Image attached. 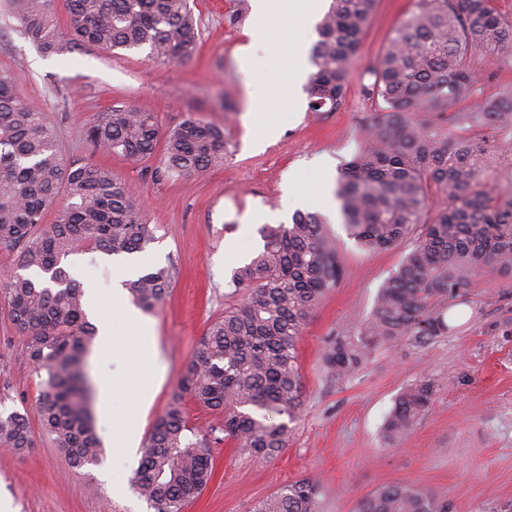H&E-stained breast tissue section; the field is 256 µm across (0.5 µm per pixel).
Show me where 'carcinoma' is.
<instances>
[{
  "label": "carcinoma",
  "mask_w": 512,
  "mask_h": 512,
  "mask_svg": "<svg viewBox=\"0 0 512 512\" xmlns=\"http://www.w3.org/2000/svg\"><path fill=\"white\" fill-rule=\"evenodd\" d=\"M53 0H14L18 27L41 50L92 46L105 52L144 49L163 62L196 55L200 29L191 0H65L70 31L50 19ZM376 0H330L311 50L309 111L334 112L346 96L353 60ZM248 0H229L224 15L238 25ZM512 60V17L492 0H416L394 30L363 86L371 100L362 147L340 170L336 200L350 235L362 247L398 244L415 224L425 229L398 269L380 286L370 314L352 335H336L325 356L341 380L367 351L403 339L427 344L451 329L446 311L459 304L475 276L512 278V195L489 184L483 150L469 129L512 132V91L463 111L477 95L467 55ZM17 75L0 70V248L18 252L35 276L0 280V300L23 336V351L40 379L33 414L0 416V447L17 454L33 447L30 418L52 438L70 467L97 465L104 448L92 414L88 374L97 330L88 320L80 282L63 265L72 255L141 252L152 240L142 209L112 171L68 162L54 126L15 92ZM408 112H434L418 125ZM99 150L134 162L163 151L164 172L205 176L224 159V133L195 117L164 130L158 115L113 106L91 122ZM56 222L44 223L60 199ZM262 248L236 269L231 283L245 297L214 320L183 368L178 389L155 422L133 482L154 512H184L208 485L211 438L189 425L183 399L224 415V437L271 458L288 446L301 409L296 343L320 296L338 284L336 243L322 218L297 211L289 224L260 230ZM172 285L169 268L125 283L131 304L156 311ZM435 382L423 377L397 396L383 437L397 442L433 401ZM316 483L301 479L259 499L254 512H316ZM356 512H449L448 500L411 483L385 486L360 499Z\"/></svg>",
  "instance_id": "cac0c4a2"
}]
</instances>
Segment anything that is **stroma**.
Here are the masks:
<instances>
[{
	"label": "stroma",
	"instance_id": "35a3bbf8",
	"mask_svg": "<svg viewBox=\"0 0 512 512\" xmlns=\"http://www.w3.org/2000/svg\"><path fill=\"white\" fill-rule=\"evenodd\" d=\"M201 33L198 55L183 63H162L145 50L104 52L82 47L46 53L20 34L10 0H0V69L16 72L17 95L39 105L54 125L62 155L112 170L140 205L154 230L144 255L151 268L172 269L174 281L155 314L143 321L168 366L148 412L138 421L148 438L164 412L185 363L208 325L239 303L229 285L234 265L224 255L250 257L261 244L262 225L292 216L296 198L306 211L324 213L343 164L363 142L370 103L363 86L414 0H376L353 61L341 108L316 116L293 107L288 94V53L297 40L314 44L318 33L299 20H265L248 12L228 27V0H195ZM263 68L243 71L240 48L256 31ZM468 65L480 79L478 99L512 88V62L472 54ZM478 99L466 100L464 109ZM129 105L157 113L164 129L188 117L224 131L223 164L204 178L167 175L162 155L132 163L101 152L87 139L100 112ZM276 122L277 137L252 149L258 127L247 111ZM504 136L486 128L479 143L497 196L512 193V149ZM344 275L319 299L300 336L297 353L303 385L295 435L287 448L265 459L237 450L226 440L213 447V476L185 512H253L256 501L281 485L309 478L317 484V512H354L362 497L393 483L408 482L447 498L451 512H501L512 507V279L483 273L463 291L452 329L425 345L403 341L367 353L348 378L332 379L324 366L330 339L354 330L372 309L378 288L395 272L422 226L398 246L370 252L350 237L341 220H330ZM71 274L89 290L98 314H112V259L99 252L67 261ZM120 357L91 353L94 382L122 375L137 345L136 329L116 321ZM434 378L433 403L405 440L383 439L381 426L397 395L422 373ZM39 380L22 349V339L0 308V415L29 412ZM131 399L114 394L95 401L94 417L106 448L99 465L73 471L44 433L24 455L0 448V497L14 512H154L139 496L135 468L112 447V419L132 412Z\"/></svg>",
	"mask_w": 512,
	"mask_h": 512
}]
</instances>
